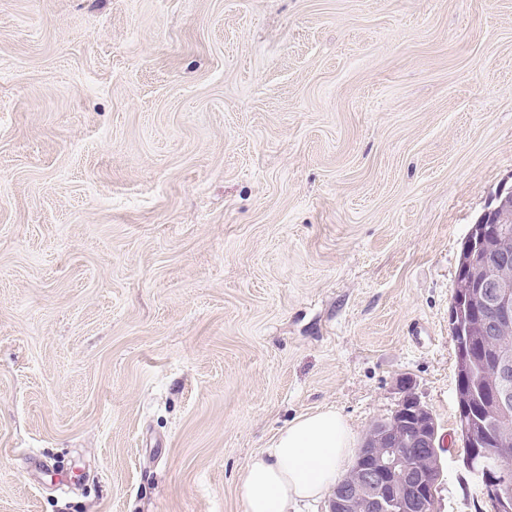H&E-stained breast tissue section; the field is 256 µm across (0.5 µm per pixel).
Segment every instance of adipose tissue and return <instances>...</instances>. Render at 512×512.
<instances>
[{
  "label": "adipose tissue",
  "mask_w": 512,
  "mask_h": 512,
  "mask_svg": "<svg viewBox=\"0 0 512 512\" xmlns=\"http://www.w3.org/2000/svg\"><path fill=\"white\" fill-rule=\"evenodd\" d=\"M353 452V433L335 409L292 420L246 464L244 512H294L298 503L331 496Z\"/></svg>",
  "instance_id": "adipose-tissue-1"
}]
</instances>
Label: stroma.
<instances>
[{"label":"stroma","instance_id":"35a3bbf8","mask_svg":"<svg viewBox=\"0 0 512 512\" xmlns=\"http://www.w3.org/2000/svg\"><path fill=\"white\" fill-rule=\"evenodd\" d=\"M505 183L512 0H0V512H244L409 392L484 512L449 315Z\"/></svg>","mask_w":512,"mask_h":512}]
</instances>
